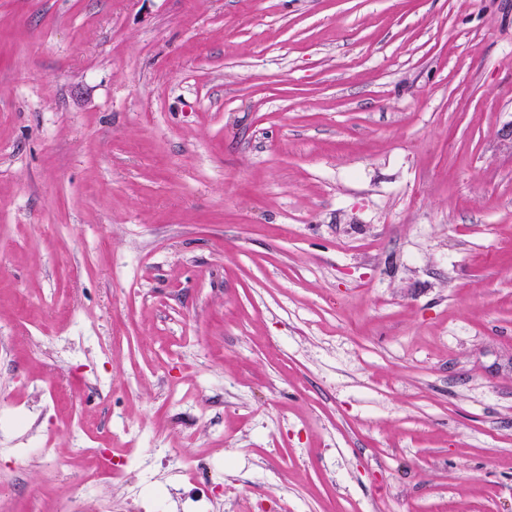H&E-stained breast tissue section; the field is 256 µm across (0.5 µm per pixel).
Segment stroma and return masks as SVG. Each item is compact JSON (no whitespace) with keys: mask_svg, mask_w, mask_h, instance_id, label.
Wrapping results in <instances>:
<instances>
[{"mask_svg":"<svg viewBox=\"0 0 512 512\" xmlns=\"http://www.w3.org/2000/svg\"><path fill=\"white\" fill-rule=\"evenodd\" d=\"M511 124L512 0H0V512H512Z\"/></svg>","mask_w":512,"mask_h":512,"instance_id":"obj_1","label":"stroma"}]
</instances>
